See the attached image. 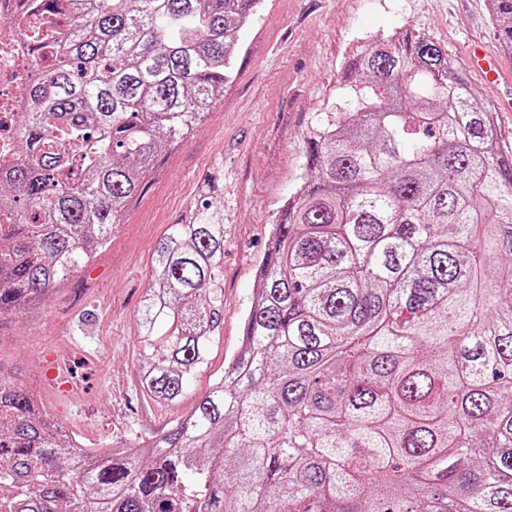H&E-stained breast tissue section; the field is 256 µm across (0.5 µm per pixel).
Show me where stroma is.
Here are the masks:
<instances>
[{"label": "stroma", "mask_w": 512, "mask_h": 512, "mask_svg": "<svg viewBox=\"0 0 512 512\" xmlns=\"http://www.w3.org/2000/svg\"><path fill=\"white\" fill-rule=\"evenodd\" d=\"M403 31L447 49L478 103L498 109L511 145L512 115L500 106L512 98V49L495 36L489 0H262L223 95L191 137L163 152L109 244L40 308L0 318V380L38 395L48 418L94 452L145 441L189 413L241 346L278 212L305 174L310 122L333 111L359 42ZM474 42L491 47L506 76L500 86L469 63ZM205 203L224 215V322L207 368L168 405L141 385L138 310L156 243ZM50 360L69 365L71 394L47 375Z\"/></svg>", "instance_id": "1"}]
</instances>
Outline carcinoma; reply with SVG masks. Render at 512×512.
Instances as JSON below:
<instances>
[{
	"mask_svg": "<svg viewBox=\"0 0 512 512\" xmlns=\"http://www.w3.org/2000/svg\"><path fill=\"white\" fill-rule=\"evenodd\" d=\"M261 0H71L0 168V315L111 239L224 92ZM512 49V0H490ZM426 35L369 39L306 131L242 345L190 413L90 452L0 382V512H512V150ZM224 218L158 242L142 388L179 402L224 313ZM503 257L506 264H491Z\"/></svg>",
	"mask_w": 512,
	"mask_h": 512,
	"instance_id": "obj_1",
	"label": "carcinoma"
}]
</instances>
